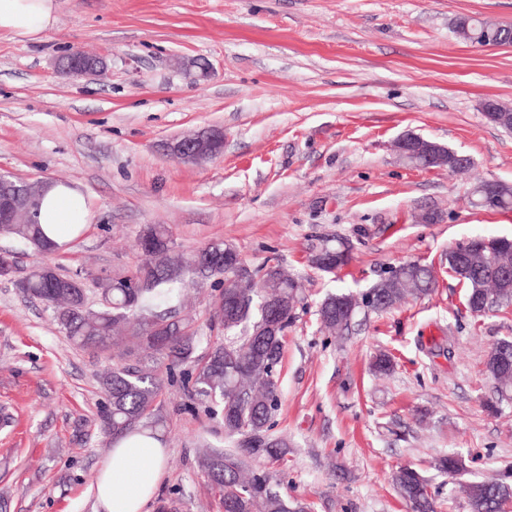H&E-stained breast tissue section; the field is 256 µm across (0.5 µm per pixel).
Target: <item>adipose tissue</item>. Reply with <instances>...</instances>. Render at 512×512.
<instances>
[{"label": "adipose tissue", "mask_w": 512, "mask_h": 512, "mask_svg": "<svg viewBox=\"0 0 512 512\" xmlns=\"http://www.w3.org/2000/svg\"><path fill=\"white\" fill-rule=\"evenodd\" d=\"M58 8L57 0H0V33L21 42L37 40L54 25ZM90 219L79 188L63 181L48 184L38 220L47 225L57 246L75 239ZM165 457L160 441L141 434L114 444L93 488L103 512H146L163 475Z\"/></svg>", "instance_id": "obj_1"}]
</instances>
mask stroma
<instances>
[{
    "label": "stroma",
    "instance_id": "1",
    "mask_svg": "<svg viewBox=\"0 0 512 512\" xmlns=\"http://www.w3.org/2000/svg\"><path fill=\"white\" fill-rule=\"evenodd\" d=\"M39 40L0 35V173L62 180L92 219L47 256L88 279L133 271L145 225H169L179 249L222 240L252 267L278 255L303 286L280 366L276 430L288 459L253 460L315 512H410L392 474L432 482L437 512H469L465 489L512 477V399L484 370L512 337V306L484 316L448 271L449 250L512 238V211L471 208L485 179L512 184V132L481 110L512 106V48L457 37L462 17L512 23V0H59ZM75 50L105 55V77L61 73ZM218 128L224 151L199 164L165 145ZM415 133L468 155L454 175L400 161L391 145ZM432 212L436 220L419 223ZM342 238L337 273L308 261ZM417 260L438 286L389 311L359 313L343 339L321 329L328 294H361L388 267ZM393 360L376 377L379 354ZM113 357L80 348L50 310L0 280V512H101L93 494L109 449L98 429L100 377ZM166 450L157 501L220 512L197 466L224 441L220 418L181 384L160 398ZM461 455L453 479L433 467Z\"/></svg>",
    "mask_w": 512,
    "mask_h": 512
}]
</instances>
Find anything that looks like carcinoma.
I'll list each match as a JSON object with an SVG mask.
<instances>
[{"instance_id": "carcinoma-1", "label": "carcinoma", "mask_w": 512, "mask_h": 512, "mask_svg": "<svg viewBox=\"0 0 512 512\" xmlns=\"http://www.w3.org/2000/svg\"><path fill=\"white\" fill-rule=\"evenodd\" d=\"M494 38L493 27L472 20L470 43L480 46ZM0 230L38 255L53 252L36 218ZM137 246L147 257L145 263L129 275L95 281L97 295L107 297L105 304L90 302L79 274H62L49 265L33 266L20 284L22 293L53 312L60 331L74 344L142 353L149 360L141 366L114 367L105 374L101 432L114 443L133 433L158 437L163 426L158 399L166 385L178 380L205 403L208 415L221 417L224 435L231 439L227 448L204 445L197 457L224 512H314L313 503L289 499L268 472L246 463L262 457L275 462L287 454L288 443L275 431L278 367L301 300L300 282L276 256L233 280V272L224 269V253L233 245L218 240L184 253L166 224L145 226ZM340 247L341 239H324L312 252L334 266ZM511 256L512 242L507 241L492 251L476 244L463 261L455 251H448V269L464 280L468 309H482L487 295L512 292L499 286L495 269ZM191 276L207 278L220 289L207 334L190 320L174 321L170 316V305L179 301L180 288ZM378 284L380 302L371 310L383 312L408 297L431 295L435 276L425 267L409 264ZM352 304L351 293L325 297L319 307L323 329L345 336L354 319ZM269 323L274 325L271 330L265 328ZM485 371L499 397L512 395V340L501 339L492 347ZM393 480L412 512H435L429 481L417 470L401 468ZM467 497L470 512H504L512 502V485L501 479L474 483Z\"/></svg>"}]
</instances>
